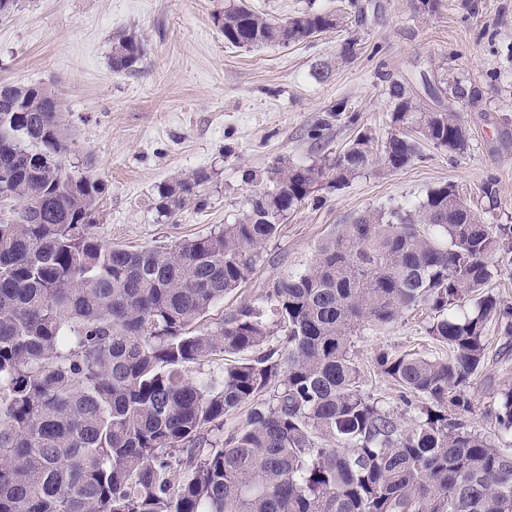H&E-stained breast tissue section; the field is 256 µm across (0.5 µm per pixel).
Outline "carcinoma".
Returning a JSON list of instances; mask_svg holds the SVG:
<instances>
[{"mask_svg":"<svg viewBox=\"0 0 512 512\" xmlns=\"http://www.w3.org/2000/svg\"><path fill=\"white\" fill-rule=\"evenodd\" d=\"M215 22L234 47H288L343 16L310 6L275 21L241 2ZM144 57L142 41L122 35L112 71L135 72ZM388 95L391 123L419 137L392 132L376 154L360 131L327 163L248 175L257 189L235 223L128 249L91 232L100 182L62 170L55 91L0 85L10 220L0 224V512H512V387L488 410L511 441L496 445L460 418L488 324L512 347V305L489 291L491 266L512 265V225L485 223L455 186L349 218L304 271L205 324L326 172L341 188L379 163L406 168L422 141L465 153L458 108L479 100L477 85L441 79L432 111L401 83ZM208 180L158 185V217L203 208ZM420 306L448 357L378 354L398 412L366 390L356 338ZM244 353L216 380L187 375ZM244 407L245 425L224 435V418Z\"/></svg>","mask_w":512,"mask_h":512,"instance_id":"1","label":"carcinoma"}]
</instances>
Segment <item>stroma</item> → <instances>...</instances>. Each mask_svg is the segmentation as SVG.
<instances>
[{
  "instance_id": "35a3bbf8",
  "label": "stroma",
  "mask_w": 512,
  "mask_h": 512,
  "mask_svg": "<svg viewBox=\"0 0 512 512\" xmlns=\"http://www.w3.org/2000/svg\"><path fill=\"white\" fill-rule=\"evenodd\" d=\"M233 0H20L0 18V83L44 86L61 104L59 120L69 150V172L99 179L92 231L109 245L152 248L196 238L233 223L252 190L245 172L264 173L279 163L309 165L334 158L357 131L383 144L392 128L389 81L410 87L417 103L432 106L426 82L442 74L478 85V103L462 108L469 133L464 155L423 145L407 168L375 167L336 190L321 187L284 219L243 287L214 306L208 324L220 322L240 300L252 299L273 280L303 271L318 246L350 217L388 203L417 201L450 183L490 224H512V0H437L422 15L418 0H358L360 14L341 28L286 48L234 47L214 21ZM134 32L146 56L137 73H113L112 43ZM358 38L362 53L337 64L341 44ZM327 79L317 80L320 64ZM346 103L357 127L332 125L322 142L309 127ZM195 171L209 176L203 209L187 206L158 218L156 185ZM498 182V205L489 208L481 187ZM427 311L365 331L355 343L375 397L396 407L398 390L374 372L379 352L419 350L447 356L424 332ZM512 386L490 356L467 389L463 418L488 439L498 432L486 412L501 388Z\"/></svg>"
}]
</instances>
